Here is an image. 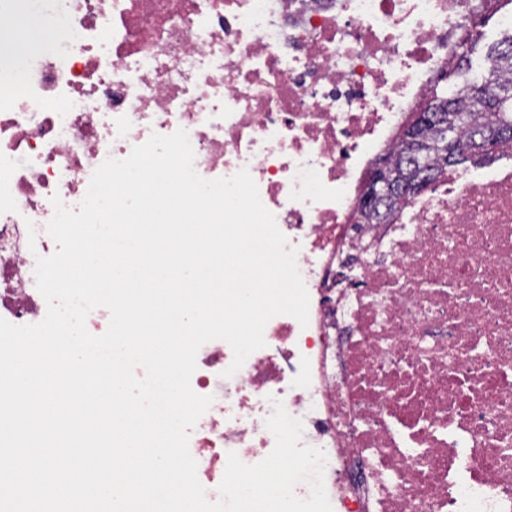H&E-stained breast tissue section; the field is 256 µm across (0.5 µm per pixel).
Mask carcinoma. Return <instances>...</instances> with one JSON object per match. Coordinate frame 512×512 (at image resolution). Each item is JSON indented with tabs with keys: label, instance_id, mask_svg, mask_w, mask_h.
I'll use <instances>...</instances> for the list:
<instances>
[{
	"label": "carcinoma",
	"instance_id": "1",
	"mask_svg": "<svg viewBox=\"0 0 512 512\" xmlns=\"http://www.w3.org/2000/svg\"><path fill=\"white\" fill-rule=\"evenodd\" d=\"M477 43L478 40L473 39L461 45L462 53L455 73L464 76L463 81L446 89L437 83L433 85L430 100L434 120L422 128L425 139L436 143L440 139L441 128L453 124L458 113H470V126L461 130L458 136L465 149L448 156L450 168L489 157L492 150L486 148L488 141L497 146L512 143V31L488 46L485 66L468 78L466 74L472 69L471 55ZM442 161V156L431 147L420 155H414L403 142L397 151L390 154L392 171L402 179L419 180L420 189L444 173ZM411 200L412 197L405 195L397 185L380 202L363 212L365 223L378 224Z\"/></svg>",
	"mask_w": 512,
	"mask_h": 512
}]
</instances>
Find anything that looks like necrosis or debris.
<instances>
[{"instance_id": "obj_1", "label": "necrosis or debris", "mask_w": 512, "mask_h": 512, "mask_svg": "<svg viewBox=\"0 0 512 512\" xmlns=\"http://www.w3.org/2000/svg\"><path fill=\"white\" fill-rule=\"evenodd\" d=\"M504 0H0V318L35 324L52 196L187 131L194 168L248 169L290 246L309 323L272 318L190 433L206 497L229 453L274 448L272 400L324 451L333 512H512V148L447 173L387 224L356 221L375 160Z\"/></svg>"}]
</instances>
